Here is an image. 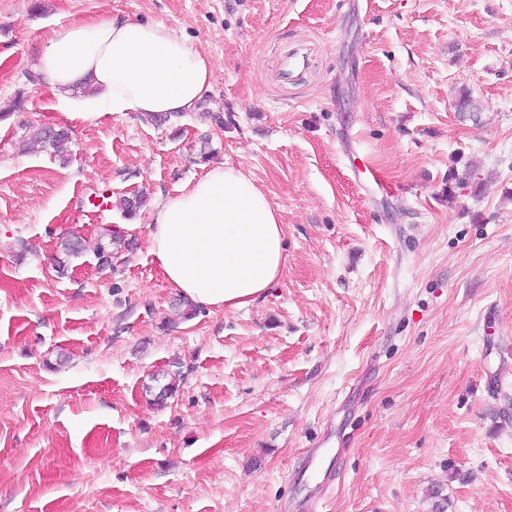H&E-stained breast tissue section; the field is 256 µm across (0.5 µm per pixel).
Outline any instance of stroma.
<instances>
[{"mask_svg":"<svg viewBox=\"0 0 512 512\" xmlns=\"http://www.w3.org/2000/svg\"><path fill=\"white\" fill-rule=\"evenodd\" d=\"M90 15L208 56L196 111L67 120L26 76ZM291 45L312 61L286 84ZM19 93L0 119V512H431L434 486L447 512H512V0H0V107ZM46 125L69 126L64 157L20 152ZM220 163L280 208L285 269L187 320L149 212L117 201L158 205ZM117 226L135 249L109 267L58 248Z\"/></svg>","mask_w":512,"mask_h":512,"instance_id":"35a3bbf8","label":"stroma"}]
</instances>
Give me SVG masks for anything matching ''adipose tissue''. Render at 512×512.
<instances>
[{"mask_svg": "<svg viewBox=\"0 0 512 512\" xmlns=\"http://www.w3.org/2000/svg\"><path fill=\"white\" fill-rule=\"evenodd\" d=\"M42 82L78 100L81 116L194 111L210 87L212 63L165 25L88 17L57 31L39 53ZM150 253L165 279L195 306L241 310L281 277V212L240 169L211 167L150 214Z\"/></svg>", "mask_w": 512, "mask_h": 512, "instance_id": "obj_1", "label": "adipose tissue"}]
</instances>
